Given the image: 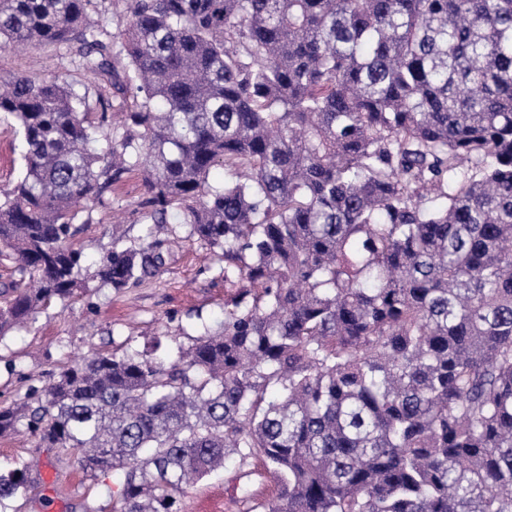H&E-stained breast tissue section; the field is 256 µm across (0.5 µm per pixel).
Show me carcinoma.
I'll return each instance as SVG.
<instances>
[{"label": "carcinoma", "mask_w": 512, "mask_h": 512, "mask_svg": "<svg viewBox=\"0 0 512 512\" xmlns=\"http://www.w3.org/2000/svg\"><path fill=\"white\" fill-rule=\"evenodd\" d=\"M51 45L136 95L115 119L58 75L0 86V337L83 287L73 239L134 171L142 233L94 277L161 278L175 214L234 292L169 362L29 379L0 435L112 473V512H173L228 459L273 477L265 512H512V0H0V50ZM29 484L0 470V508ZM12 124L10 117L0 114V188L11 185L21 171L20 140Z\"/></svg>", "instance_id": "obj_1"}]
</instances>
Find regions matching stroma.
Segmentation results:
<instances>
[{"label": "stroma", "mask_w": 512, "mask_h": 512, "mask_svg": "<svg viewBox=\"0 0 512 512\" xmlns=\"http://www.w3.org/2000/svg\"><path fill=\"white\" fill-rule=\"evenodd\" d=\"M58 56L52 47L0 51V78L7 80L21 71L44 76ZM20 171V140L12 119L0 115V188L11 185ZM116 192L124 209H98L96 223L85 225L77 238L90 275L79 298L54 303L32 327L0 338V407L22 402L29 379H52L91 352L112 350L126 340L139 349L155 337L173 350L191 343L186 330L196 320L214 330L223 322L224 276L219 264L203 269L206 249L193 239H184L169 255L170 271L161 279L120 292L92 280L111 241L113 220H120L132 238L142 228L137 208L144 193L140 174H128ZM19 459L27 463L33 486L27 496L9 502L7 512H49L52 504L56 512H112L111 479L83 473L67 452L39 447L26 432L0 437V469L12 468ZM238 475V466L227 462L224 469L180 495L179 512H242L232 491Z\"/></svg>", "instance_id": "stroma-1"}]
</instances>
